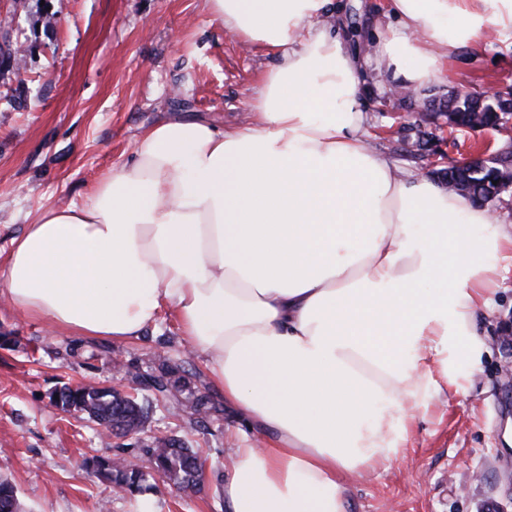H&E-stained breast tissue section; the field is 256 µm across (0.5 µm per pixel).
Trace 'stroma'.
<instances>
[{"label":"stroma","instance_id":"stroma-1","mask_svg":"<svg viewBox=\"0 0 512 512\" xmlns=\"http://www.w3.org/2000/svg\"><path fill=\"white\" fill-rule=\"evenodd\" d=\"M333 17L361 47L370 46L385 0H338ZM13 41L29 52L21 77L0 75V268L10 243L39 203L82 200L112 165L128 161L135 137L170 118L247 126L258 76L275 56L224 31L205 0H18ZM512 86V50L489 40L460 49L448 79L393 98L364 95L370 144L395 164L429 175L468 161L475 143L512 158V135L449 130L428 102L454 92L482 97ZM420 143L409 154L403 141ZM498 286L477 319L486 350L461 363L456 383L434 393L416 419L403 456L352 479L348 512H488L512 504V385L503 375L512 346L499 342L512 321V256L497 262ZM122 367H114L113 357ZM172 371L183 391L154 403L145 437L104 440L83 413L52 402L66 385L92 382L138 394V376ZM216 406L204 425L185 411L199 393ZM241 424L224 406L199 357H186L175 322L163 318L143 337L112 341L69 336L0 300V478L27 512H224L221 478ZM177 437L204 460L199 491H178L158 475L145 438ZM139 459L148 477L135 495H116L83 466L86 457Z\"/></svg>","mask_w":512,"mask_h":512}]
</instances>
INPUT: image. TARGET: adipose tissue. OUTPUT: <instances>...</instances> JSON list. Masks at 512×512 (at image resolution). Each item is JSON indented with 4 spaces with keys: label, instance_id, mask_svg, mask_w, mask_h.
<instances>
[{
    "label": "adipose tissue",
    "instance_id": "adipose-tissue-1",
    "mask_svg": "<svg viewBox=\"0 0 512 512\" xmlns=\"http://www.w3.org/2000/svg\"><path fill=\"white\" fill-rule=\"evenodd\" d=\"M330 0H208L277 54L244 129L173 118L77 204L39 205L0 290L72 336L139 339L161 314L245 419L226 512H346L349 483L403 454L453 365L479 362V311L512 231L369 146L365 70L444 79L512 0H389L372 55Z\"/></svg>",
    "mask_w": 512,
    "mask_h": 512
}]
</instances>
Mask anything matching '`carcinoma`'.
I'll list each match as a JSON object with an SVG mask.
<instances>
[{
    "instance_id": "cac0c4a2",
    "label": "carcinoma",
    "mask_w": 512,
    "mask_h": 512,
    "mask_svg": "<svg viewBox=\"0 0 512 512\" xmlns=\"http://www.w3.org/2000/svg\"><path fill=\"white\" fill-rule=\"evenodd\" d=\"M477 101L467 94H460L451 102L452 111L459 117V125L468 126L474 118L483 123L493 121V113L488 105L476 110ZM57 404L65 411L73 409L87 414L98 425L112 428L124 420L132 426L143 427L148 418V406L136 398H128L124 413H119V406L112 404V390L93 385H73L58 392ZM145 453L152 459L154 469L165 481L183 490L196 489L202 480V463L197 452L184 446L179 441L167 438L153 439L145 445ZM85 466L97 477L106 481L109 486L122 488L128 494L140 490L146 474L139 468L127 466L119 458L91 457L86 459ZM0 512H23V506L17 496L13 483L0 478Z\"/></svg>"
}]
</instances>
